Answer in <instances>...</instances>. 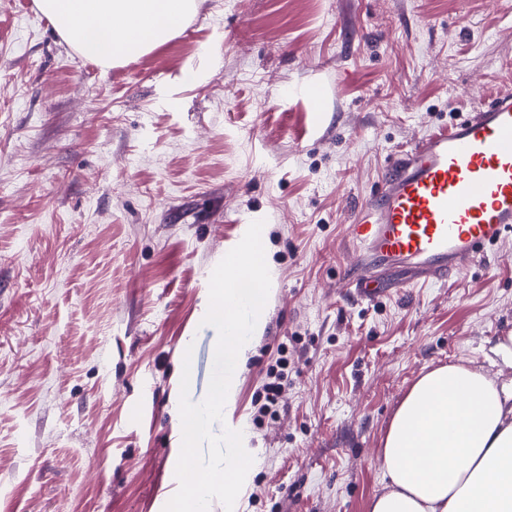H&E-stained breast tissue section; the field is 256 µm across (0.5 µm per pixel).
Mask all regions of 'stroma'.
<instances>
[{
  "label": "stroma",
  "mask_w": 512,
  "mask_h": 512,
  "mask_svg": "<svg viewBox=\"0 0 512 512\" xmlns=\"http://www.w3.org/2000/svg\"><path fill=\"white\" fill-rule=\"evenodd\" d=\"M23 2L0 0V512H158L183 363L195 399L213 372L210 276L256 220L271 287L226 401L253 458L237 512H368L417 379L496 373L512 237L368 301L348 226L393 154L512 91V8L198 0L105 70ZM285 366H286V361H283L277 366L276 370L274 368H272L269 371L268 377H269V379H271V381H268L265 385V393H264L265 402L263 404H261L257 409L256 415L254 418V420L256 422L260 421L261 418L266 416L268 413L275 412V410L272 411V408L276 405L277 398L281 392Z\"/></svg>",
  "instance_id": "1"
}]
</instances>
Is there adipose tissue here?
Wrapping results in <instances>:
<instances>
[{
  "label": "adipose tissue",
  "mask_w": 512,
  "mask_h": 512,
  "mask_svg": "<svg viewBox=\"0 0 512 512\" xmlns=\"http://www.w3.org/2000/svg\"><path fill=\"white\" fill-rule=\"evenodd\" d=\"M57 33L109 69L178 34L196 0H35ZM385 490L369 512H512V377L463 364L424 373L388 428Z\"/></svg>",
  "instance_id": "obj_1"
}]
</instances>
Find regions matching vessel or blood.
I'll return each instance as SVG.
<instances>
[{
	"mask_svg": "<svg viewBox=\"0 0 512 512\" xmlns=\"http://www.w3.org/2000/svg\"><path fill=\"white\" fill-rule=\"evenodd\" d=\"M356 293L433 282L512 235V93L394 155L349 226Z\"/></svg>",
	"mask_w": 512,
	"mask_h": 512,
	"instance_id": "b4317fda",
	"label": "vessel or blood"
}]
</instances>
